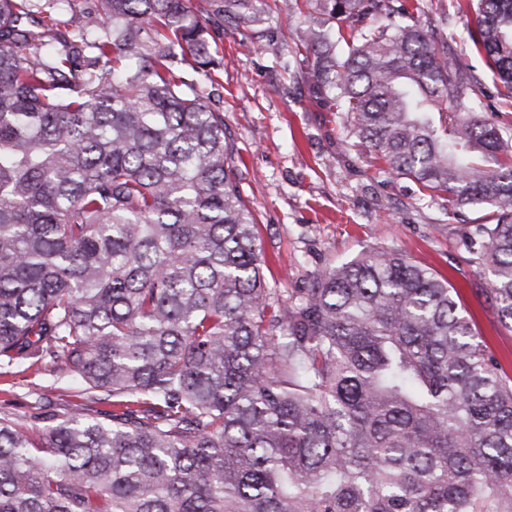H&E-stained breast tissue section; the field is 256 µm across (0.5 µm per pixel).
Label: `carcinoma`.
<instances>
[{
    "label": "carcinoma",
    "mask_w": 512,
    "mask_h": 512,
    "mask_svg": "<svg viewBox=\"0 0 512 512\" xmlns=\"http://www.w3.org/2000/svg\"><path fill=\"white\" fill-rule=\"evenodd\" d=\"M73 2L0 0V370L80 383L60 417L0 415V512H512V377L448 279L375 248L272 299L224 113L181 75L224 67L208 21L98 0L35 39ZM306 2L296 67L378 173L493 209L469 252L512 329V123L423 0ZM468 36L512 99V0Z\"/></svg>",
    "instance_id": "carcinoma-1"
}]
</instances>
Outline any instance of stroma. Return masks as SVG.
Segmentation results:
<instances>
[{"instance_id":"obj_1","label":"stroma","mask_w":512,"mask_h":512,"mask_svg":"<svg viewBox=\"0 0 512 512\" xmlns=\"http://www.w3.org/2000/svg\"><path fill=\"white\" fill-rule=\"evenodd\" d=\"M439 33L474 78L484 115L511 112L500 83L471 48L466 28L475 0H426ZM250 28L218 20L224 67L207 83L212 107L223 111L239 187L259 224L279 298L309 287L317 271L349 261L373 246L398 249L448 277L490 353L512 376V330L499 321L486 275L466 246L470 225L485 210L449 219L442 198H419L404 179L376 175L364 146L346 145L344 115L314 102L291 51L306 26L300 0H260ZM76 384L51 363L0 375V414L21 418L36 408L63 414Z\"/></svg>"}]
</instances>
